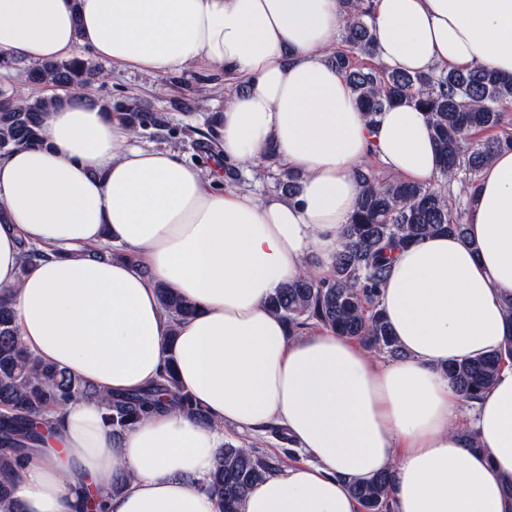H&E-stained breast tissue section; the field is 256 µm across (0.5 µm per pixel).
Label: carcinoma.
I'll use <instances>...</instances> for the list:
<instances>
[{"mask_svg": "<svg viewBox=\"0 0 512 512\" xmlns=\"http://www.w3.org/2000/svg\"><path fill=\"white\" fill-rule=\"evenodd\" d=\"M340 46L328 60L349 82L368 124L396 103L411 99L428 114L442 166L440 182L431 187L377 173L370 167L357 177L362 194L341 249L328 276L307 271L271 298V308L284 318L290 334L324 325L392 359L403 357L379 308L380 285L395 250L436 233L466 237L464 215L480 172L501 150H512V77L490 69H435L410 74L376 67L371 19L373 0H341ZM96 70L81 58L40 65L29 73L35 84H54L77 91L90 84ZM44 98L21 100L0 91V155L17 145L44 143ZM131 130L161 129L163 112H149L135 102L124 105ZM298 176L282 170L275 188L293 194ZM461 185L462 193L453 187ZM161 305L178 324L194 306L166 284L157 285ZM14 291L0 288V512H21L13 498L10 475L27 460L28 450L42 438L41 425L58 407L73 400H100L103 418L121 434L154 414L178 409L205 421L208 416L178 384L172 364L158 379L121 395L103 397L71 373L41 364L22 344L14 325ZM512 360V337L498 352L453 363L446 373L468 401L479 399L501 365ZM277 468L274 460L230 442L220 449L215 468L203 485L217 512H240L247 490ZM392 475L383 473L350 485L362 512H391Z\"/></svg>", "mask_w": 512, "mask_h": 512, "instance_id": "cac0c4a2", "label": "carcinoma"}]
</instances>
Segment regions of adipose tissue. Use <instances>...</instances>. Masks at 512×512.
<instances>
[{"label": "adipose tissue", "instance_id": "obj_1", "mask_svg": "<svg viewBox=\"0 0 512 512\" xmlns=\"http://www.w3.org/2000/svg\"><path fill=\"white\" fill-rule=\"evenodd\" d=\"M338 0H0V57L51 63L78 47L119 67L223 79L224 160L273 146L301 174L293 197L225 190L177 151L132 145L113 113L70 98L49 109L45 142L0 157V288L15 292L25 346L102 395L140 389L173 359L206 410H177L114 436L94 400L66 403L14 476L23 512H216L198 482L224 426L284 427L306 456L246 494L242 512H358L349 486L393 476L394 512H512V363L458 426L448 364L512 335V151L483 169L465 222L398 250L381 307L404 358L381 363L319 329L289 335L269 307L303 271L328 269L368 158L430 183L439 154L410 101L367 125L327 61ZM379 63L410 73L488 67L512 76V0H375ZM43 250L22 264L20 242ZM118 245L139 260L101 258ZM196 310L171 327L158 283ZM122 492H111L116 478Z\"/></svg>", "mask_w": 512, "mask_h": 512}]
</instances>
